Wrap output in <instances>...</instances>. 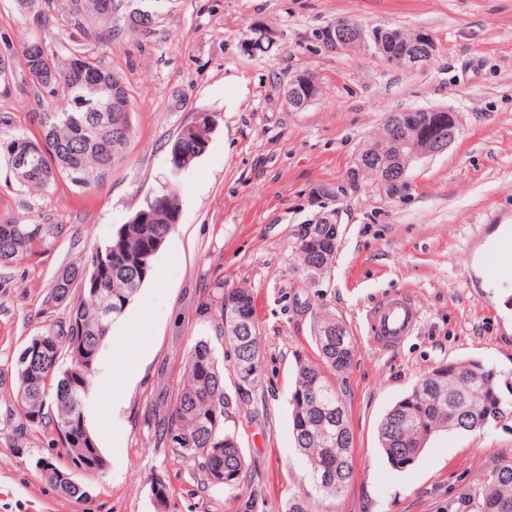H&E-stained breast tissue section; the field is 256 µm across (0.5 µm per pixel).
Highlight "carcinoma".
Instances as JSON below:
<instances>
[{
  "instance_id": "cac0c4a2",
  "label": "carcinoma",
  "mask_w": 512,
  "mask_h": 512,
  "mask_svg": "<svg viewBox=\"0 0 512 512\" xmlns=\"http://www.w3.org/2000/svg\"><path fill=\"white\" fill-rule=\"evenodd\" d=\"M70 25L88 39L112 37V29L98 30L112 19L84 14L78 2L56 4ZM47 65L54 78L48 83L42 71L25 54V76L39 91L63 88L67 106L33 113L50 140L40 156L38 170L22 185L46 191L69 173L81 174L86 186L100 184L118 162L132 137L127 112H112L107 122L95 124L93 113L79 110L81 97L94 98V89L73 68L79 61L88 72H103L106 79L130 96L124 78L92 61L86 50L70 52L65 64L45 45ZM213 129L198 123L169 143L171 172L176 174L202 155ZM180 204L174 188L150 197L106 243L94 248L90 258L65 267L46 300L68 309V321L58 332L41 333L42 346L26 344L14 363L15 401L27 426L51 427L63 447L70 449L73 466L88 469L86 454L97 443L85 423L84 404L91 391L95 363L112 322L122 316L149 276L153 261L179 221ZM62 231L57 224H0V260L21 261L50 244ZM336 225L297 224L292 230V270L305 283L317 287L330 274L336 257ZM197 313L211 324L213 335L198 339L188 351L184 378L173 408L158 424L157 442L170 446V437L181 438L171 452L192 463L203 488L237 489L247 466L234 432L226 422L237 400L224 386V363L218 347L229 346L236 393L258 385L262 352L251 293L244 288H224L218 280L210 287ZM240 314L250 317V330L238 334L232 322ZM322 365L296 363L289 407L296 448L307 460V480L313 490L329 498L340 497L353 480V434L347 410L332 376L346 372L356 356L347 325L336 314L324 311L313 318L311 329ZM504 403L492 371L478 376L470 361L441 364L422 373L410 390L385 414L378 428L380 447L396 469L411 465L429 439L439 431L474 433L486 418L504 414ZM62 497L81 500L86 489L67 479L69 472L52 464L39 472ZM448 512H512V453L493 455L481 478L462 486L448 500Z\"/></svg>"
}]
</instances>
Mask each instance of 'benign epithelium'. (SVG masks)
Segmentation results:
<instances>
[{
    "label": "benign epithelium",
    "mask_w": 512,
    "mask_h": 512,
    "mask_svg": "<svg viewBox=\"0 0 512 512\" xmlns=\"http://www.w3.org/2000/svg\"><path fill=\"white\" fill-rule=\"evenodd\" d=\"M369 36L358 23L344 21L337 27L326 30L323 43L331 50L345 51L358 44H366ZM377 49L386 56L387 62L400 68H418L427 65L435 56L436 45L432 37L422 34L419 41L406 40L397 30H388L386 41H377ZM96 88L103 112L96 115L103 120L108 112L128 111L126 98L118 89L110 88L98 77ZM284 96L291 99L294 105L302 110L319 95V83L302 73L293 76L285 84ZM429 121L434 124L435 132L426 138L418 132L419 124ZM394 139L383 142L371 137L364 145L363 151L371 155H381L392 148L398 149L397 165L381 170L380 179L399 182L404 179L409 168L423 158L445 151L456 139L461 130L459 114L447 108H421L418 114H399L392 116ZM46 143L42 139L26 140L16 143L12 149L14 159L13 173L17 180L22 181L35 173L33 161L45 152Z\"/></svg>",
    "instance_id": "benign-epithelium-1"
}]
</instances>
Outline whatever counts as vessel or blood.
<instances>
[{
	"instance_id": "b4317fda",
	"label": "vessel or blood",
	"mask_w": 512,
	"mask_h": 512,
	"mask_svg": "<svg viewBox=\"0 0 512 512\" xmlns=\"http://www.w3.org/2000/svg\"><path fill=\"white\" fill-rule=\"evenodd\" d=\"M479 250L473 251L465 268L470 287L488 298L512 283V218L500 213L487 216L482 226ZM418 308L408 293L395 294L378 303L367 318L372 344L387 349L402 343L418 323Z\"/></svg>"
}]
</instances>
